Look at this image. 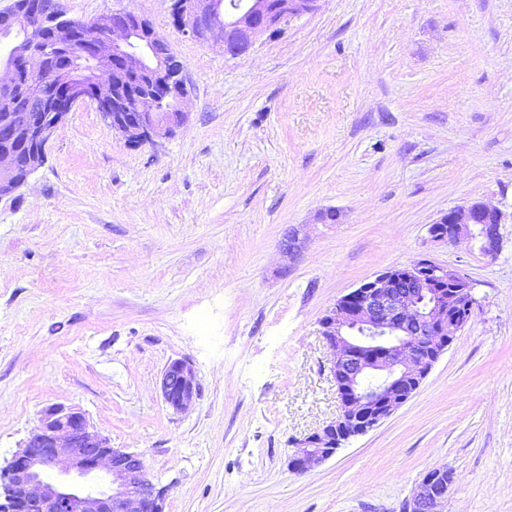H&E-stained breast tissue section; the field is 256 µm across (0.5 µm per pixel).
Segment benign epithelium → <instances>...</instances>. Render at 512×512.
Returning a JSON list of instances; mask_svg holds the SVG:
<instances>
[{
  "label": "benign epithelium",
  "mask_w": 512,
  "mask_h": 512,
  "mask_svg": "<svg viewBox=\"0 0 512 512\" xmlns=\"http://www.w3.org/2000/svg\"><path fill=\"white\" fill-rule=\"evenodd\" d=\"M320 0H277L273 12L258 0H171L175 28L199 41L221 42L232 56L248 54L257 39L275 28L316 11ZM38 16L52 28L58 48L67 56L32 51L25 40L11 58L0 60V200L21 188L44 162L45 148L73 108L91 99L106 125L131 144L170 135L185 124L188 89L184 64L171 54L154 53L160 38L146 19L124 10L91 26L65 18L59 0H38L30 8L16 0L0 13V27L31 29ZM137 42L146 49L126 66L147 79L130 92L113 68V60ZM34 76L38 107L21 108L13 100L18 74ZM502 213L476 202L455 206L429 228L432 240L468 239L485 256L500 247ZM453 280L451 292L441 287ZM473 298V282L464 274L424 256L390 268L345 294L319 320L320 334L332 351L330 374L340 410L336 419L295 443L290 468L305 473L335 455L343 442L366 434L407 402L447 351L454 334L465 326L449 316L459 299ZM429 337L428 355L415 348ZM165 403L176 412L198 396L193 365L170 361L160 378ZM448 467L425 472L404 512H445L451 482ZM164 490L148 477L141 456L111 446L93 430L75 406L46 408L23 447L0 468V512H163Z\"/></svg>",
  "instance_id": "obj_1"
}]
</instances>
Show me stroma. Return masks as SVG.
<instances>
[{"label": "stroma", "mask_w": 512, "mask_h": 512, "mask_svg": "<svg viewBox=\"0 0 512 512\" xmlns=\"http://www.w3.org/2000/svg\"><path fill=\"white\" fill-rule=\"evenodd\" d=\"M60 3L147 19L190 118L132 145L80 103L0 201V465L61 404L142 456L164 512H403L439 465L447 512H512V0H321L239 57L169 0ZM474 202L503 214L496 256L429 238ZM423 256L473 280L469 321L389 418L291 471L339 412L319 318ZM174 359L200 386L182 412ZM165 403L174 411L188 409L198 396L199 384L193 365L185 359L170 361L160 378Z\"/></svg>", "instance_id": "35a3bbf8"}]
</instances>
